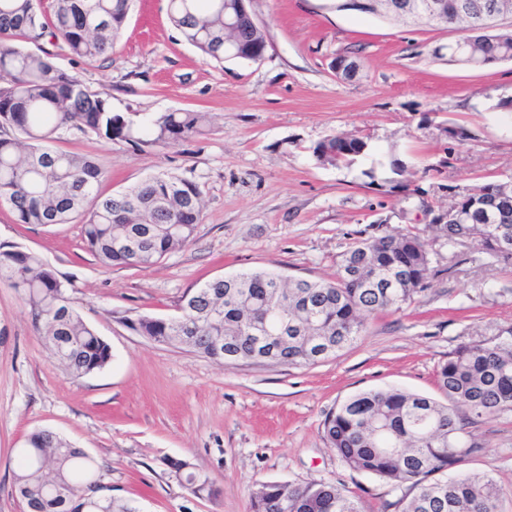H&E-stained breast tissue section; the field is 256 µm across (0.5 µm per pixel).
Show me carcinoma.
<instances>
[{
    "mask_svg": "<svg viewBox=\"0 0 512 512\" xmlns=\"http://www.w3.org/2000/svg\"><path fill=\"white\" fill-rule=\"evenodd\" d=\"M132 0H54L51 13L41 0H0V205L10 206L20 224H70L82 217L84 242L104 265L151 266L194 240L203 219L197 185L173 172L147 177L123 192L102 197V172L87 157L55 150L68 130L130 141L134 125L152 145H177L202 135V112H161L139 122L112 111L104 92L93 91L59 67L41 46L60 40L70 56L94 62L119 38ZM225 0H169L171 23L203 55L222 62L224 40L245 47L267 41L265 31L245 25L224 31ZM477 51L491 58L512 51V34L474 35ZM367 143L353 134H333L313 155L323 163H352ZM467 218L459 222V213ZM443 224H427L435 239L472 243L512 267V181L489 180L452 197ZM343 254L336 278H290L260 270L211 280L186 294L180 313L142 316L127 326L147 339L186 346L221 362L251 361L254 330L275 298L288 296L281 326L288 341L279 353L284 365L312 364L321 338L339 352L355 343L374 315L399 310L424 293L432 275L427 242L419 232L388 233L380 224L362 231ZM0 284L19 291L34 326L57 362L73 378L106 367L109 344L70 305V282L38 254L0 247ZM502 338L459 345L436 374L444 400L398 388L355 394L324 417L323 434L352 470L405 489L402 512H499L500 489L486 474L465 466L480 446L468 427L512 410V326ZM195 496L216 489L206 475L172 464ZM98 466L82 449L50 430L30 435L12 490L26 512H88L89 501L105 512H138L122 498L94 496ZM250 512H362L359 501L330 482L302 487L264 483L251 496Z\"/></svg>",
    "mask_w": 512,
    "mask_h": 512,
    "instance_id": "cac0c4a2",
    "label": "carcinoma"
}]
</instances>
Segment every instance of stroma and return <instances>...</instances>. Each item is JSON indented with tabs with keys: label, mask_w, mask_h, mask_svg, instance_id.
Listing matches in <instances>:
<instances>
[{
	"label": "stroma",
	"mask_w": 512,
	"mask_h": 512,
	"mask_svg": "<svg viewBox=\"0 0 512 512\" xmlns=\"http://www.w3.org/2000/svg\"><path fill=\"white\" fill-rule=\"evenodd\" d=\"M267 34L257 62L204 57L168 19V0H134L112 50L88 63L49 49L58 66L107 93L123 113L206 112L211 129L175 147L138 146L76 131L55 149L85 155L108 196L176 171L204 203L194 240L150 267L102 265L82 223H17L0 206V244L40 255L71 283L84 322L111 347L104 369L70 377L32 324L21 294L0 285V512H25L12 482L29 436L49 429L98 464L100 482L138 512H249L260 484L335 482L363 512H401L399 492L349 469L326 441V413L370 389L439 398L436 370L460 344L512 325V267L472 246L430 248L436 275L418 300L370 319L351 347L313 365L222 364L156 343L126 319L177 315L206 281L268 268L332 279L370 224L424 229L448 190L512 179V61L482 68L448 62L458 26L364 15L343 0H250ZM350 56L357 76L332 65ZM467 128L458 142L449 129ZM362 137L368 155L329 165L312 154L325 137ZM400 160L422 193L364 171ZM479 453L469 470L493 477L512 512V411L469 427ZM207 475L216 497L194 496L170 463Z\"/></svg>",
	"instance_id": "obj_1"
}]
</instances>
